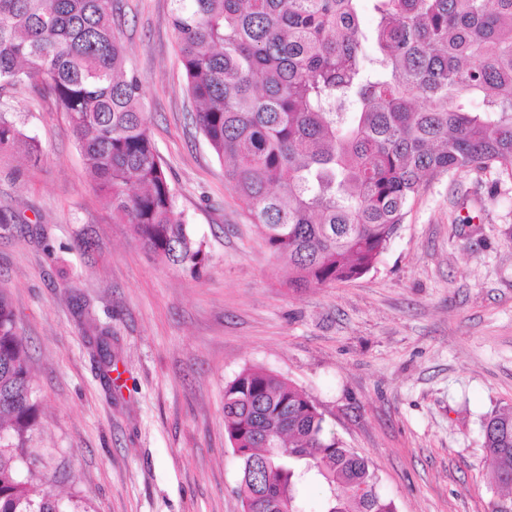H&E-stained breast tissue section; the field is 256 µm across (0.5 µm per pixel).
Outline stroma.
<instances>
[{
    "label": "stroma",
    "mask_w": 512,
    "mask_h": 512,
    "mask_svg": "<svg viewBox=\"0 0 512 512\" xmlns=\"http://www.w3.org/2000/svg\"><path fill=\"white\" fill-rule=\"evenodd\" d=\"M127 69L199 276L144 250L91 184L65 113L31 85L0 107L40 144L0 152V292L29 352V460L89 512H242L224 386L263 367L368 457L397 512H494L481 423L512 407V180L424 184L375 266L294 291L191 120L174 0H118ZM109 327L103 376L88 321Z\"/></svg>",
    "instance_id": "35a3bbf8"
}]
</instances>
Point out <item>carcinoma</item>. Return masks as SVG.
<instances>
[{
	"label": "carcinoma",
	"instance_id": "cac0c4a2",
	"mask_svg": "<svg viewBox=\"0 0 512 512\" xmlns=\"http://www.w3.org/2000/svg\"><path fill=\"white\" fill-rule=\"evenodd\" d=\"M172 25L195 122L296 289L359 277L387 249L423 182L512 178V0H176ZM117 0H0V90L42 84L67 114L93 186L145 250L191 274L202 243L175 206L143 89L128 73ZM373 43L369 55L367 43ZM24 143L0 109V150ZM39 404L12 304L0 292V512H87L21 476ZM243 512H396L371 462L309 397L262 368L224 386ZM496 482L512 488V411L482 423Z\"/></svg>",
	"mask_w": 512,
	"mask_h": 512
}]
</instances>
